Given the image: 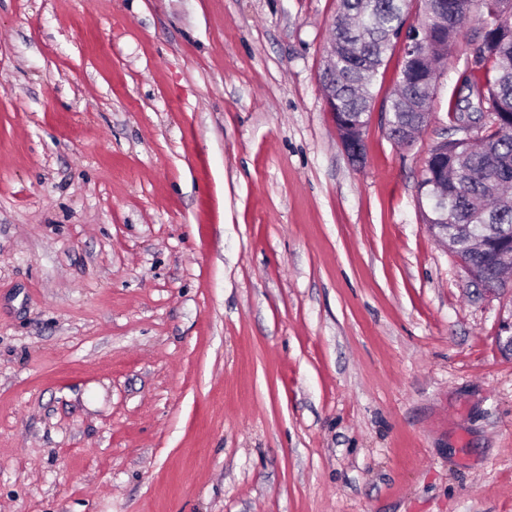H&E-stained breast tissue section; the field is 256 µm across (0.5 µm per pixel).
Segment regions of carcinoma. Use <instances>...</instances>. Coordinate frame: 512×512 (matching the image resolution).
Listing matches in <instances>:
<instances>
[{
  "mask_svg": "<svg viewBox=\"0 0 512 512\" xmlns=\"http://www.w3.org/2000/svg\"><path fill=\"white\" fill-rule=\"evenodd\" d=\"M417 32L422 50L404 54L397 89L390 100L388 132L418 133L428 124L434 98L426 86L441 59L437 46L449 50L462 23L479 21L476 53L480 61L457 86L448 101L451 125L464 115L495 112L477 141L466 144L449 137L437 145L433 162L418 192L427 214L448 232L465 237L466 230L488 235L486 253L468 257L487 285L495 279L492 259L512 248V201L502 191L512 189V0H415ZM408 0H338L331 41L336 43L334 67L321 82L331 85L334 111L366 123L374 78L398 42L408 20Z\"/></svg>",
  "mask_w": 512,
  "mask_h": 512,
  "instance_id": "obj_1",
  "label": "carcinoma"
}]
</instances>
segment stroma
Wrapping results in <instances>:
<instances>
[{
	"instance_id": "1",
	"label": "stroma",
	"mask_w": 512,
	"mask_h": 512,
	"mask_svg": "<svg viewBox=\"0 0 512 512\" xmlns=\"http://www.w3.org/2000/svg\"><path fill=\"white\" fill-rule=\"evenodd\" d=\"M337 0H0V512H512V285L486 293Z\"/></svg>"
}]
</instances>
